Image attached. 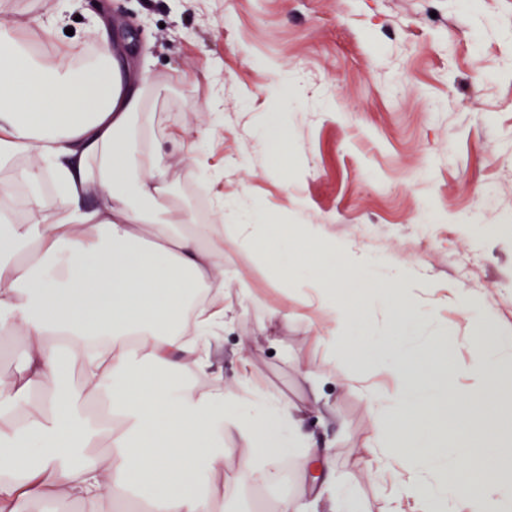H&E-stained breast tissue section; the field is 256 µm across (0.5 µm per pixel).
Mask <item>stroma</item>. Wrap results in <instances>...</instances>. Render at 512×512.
Masks as SVG:
<instances>
[{
  "label": "stroma",
  "instance_id": "stroma-1",
  "mask_svg": "<svg viewBox=\"0 0 512 512\" xmlns=\"http://www.w3.org/2000/svg\"><path fill=\"white\" fill-rule=\"evenodd\" d=\"M59 0H0V24L34 48ZM110 27L122 60L155 85V136L167 182L189 210L224 227V283L234 319L212 341L225 387L249 361L258 392L304 407L299 431L329 449L318 495L300 455L280 478L242 485L240 449L224 454L223 512H413L370 474L373 415L344 357L310 322L309 290L275 279L240 227L318 224L322 235L411 267L415 314L400 344L414 369L444 347L471 396L486 335L512 338V0H119ZM107 0H75L62 42L95 47L89 17ZM197 145L204 167L183 157ZM470 294L476 310L464 311ZM287 309V318L277 310Z\"/></svg>",
  "mask_w": 512,
  "mask_h": 512
}]
</instances>
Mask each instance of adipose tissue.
<instances>
[{
  "label": "adipose tissue",
  "mask_w": 512,
  "mask_h": 512,
  "mask_svg": "<svg viewBox=\"0 0 512 512\" xmlns=\"http://www.w3.org/2000/svg\"><path fill=\"white\" fill-rule=\"evenodd\" d=\"M88 29L100 57L87 69L70 65L68 45L46 61L22 34L0 35V168H15L28 189L23 222L0 216V329L21 333L26 351L19 378L0 380V512L42 500L112 512L135 496L149 512H218L225 441L244 445L247 484L275 480L296 448L307 461L332 460L298 435L302 408L259 394L250 367L225 389L211 360L212 338L232 321L224 227L197 223L172 201L166 154L146 133V82L121 68L124 48L103 22L89 19ZM32 153L40 166L18 167ZM46 182L52 195L40 190ZM320 237L319 225L297 224L275 244L249 234L241 244L276 276L305 280L313 325L329 343L367 337L348 352L350 381L372 408L375 458L398 466L395 498L442 512L456 473L443 470L432 485L423 465L449 451L470 461L493 446L497 477L470 500L485 512L512 493V410L491 357L473 366L485 378L480 401L452 385L421 388L405 350L371 339L341 293L339 279L366 256ZM73 361L84 391L104 396L105 414L78 411L59 389ZM196 379L209 389L197 391Z\"/></svg>",
  "instance_id": "adipose-tissue-1"
}]
</instances>
